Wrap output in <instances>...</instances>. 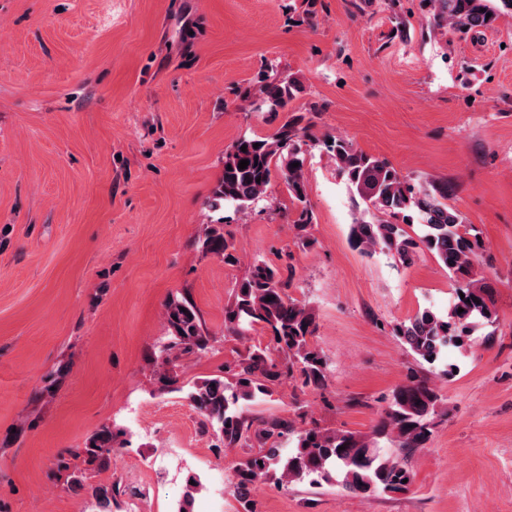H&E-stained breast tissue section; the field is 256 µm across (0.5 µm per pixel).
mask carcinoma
Instances as JSON below:
<instances>
[{
  "label": "carcinoma",
  "mask_w": 512,
  "mask_h": 512,
  "mask_svg": "<svg viewBox=\"0 0 512 512\" xmlns=\"http://www.w3.org/2000/svg\"><path fill=\"white\" fill-rule=\"evenodd\" d=\"M433 3L435 21L462 36L492 27L503 10L512 12V0ZM302 92V82L291 76H265L254 88L259 108L275 113ZM304 122L305 113L293 110L273 134L244 135L229 146L224 165L231 169L224 170L210 207L246 212L264 197L276 168L297 213L293 228L298 238H304L313 221L306 195ZM325 147L338 174L364 204L350 224L351 242L362 254L388 251L408 264L427 251L448 269L454 288L447 314L423 308L393 328L402 345L423 362L431 366L445 362L448 348L464 347L476 328L495 323L491 286L474 270V261L483 248L481 232L465 223L462 213L449 204L454 188L448 181L431 179L416 186L387 162L345 139L334 138ZM242 160L249 161L245 169L238 168ZM413 225L417 232L411 234L407 228ZM197 245L205 253L234 258L233 238L222 224L208 227ZM295 276L290 263L276 266L257 261L252 265L249 275L234 289L233 300L224 307V330L246 339L261 326L271 332L273 347L255 348L246 358L226 366L224 376L194 383L187 392L193 408L221 433L224 448L249 449L231 478L246 512H253L248 499L250 487L277 472L285 483L320 485L334 481L354 494L407 487L412 475L404 458L430 439L441 403L436 387L413 376L393 389L387 409L369 435L316 425L295 431L286 420H258L246 414L243 404L269 395L271 385L295 373L303 387L313 390L324 388L330 380L328 360L313 343L318 329L315 316L291 292ZM460 308L464 312H458ZM164 318L166 358L160 361V380L169 385L177 382L174 369L181 366L182 358L206 352L211 338L205 334L196 308L184 298H169ZM287 435L293 438V447L284 455L278 442ZM383 444L394 452H381ZM114 452L115 436L108 425L101 426L85 448L91 462H105ZM120 494L117 482L98 487L96 496L102 512L119 507Z\"/></svg>",
  "instance_id": "obj_1"
}]
</instances>
